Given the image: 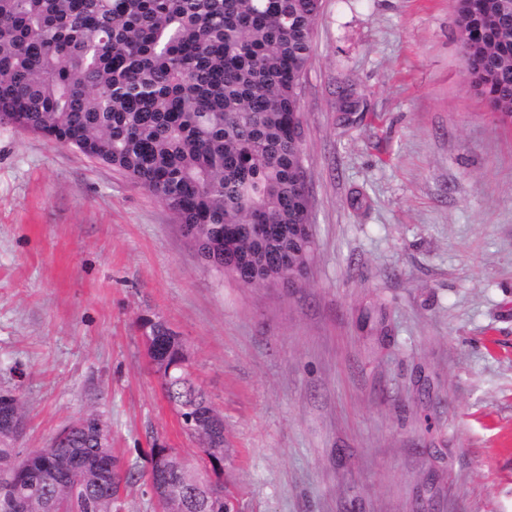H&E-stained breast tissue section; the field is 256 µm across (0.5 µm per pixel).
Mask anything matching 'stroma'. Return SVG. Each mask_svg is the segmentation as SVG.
<instances>
[{
	"label": "stroma",
	"instance_id": "stroma-1",
	"mask_svg": "<svg viewBox=\"0 0 512 512\" xmlns=\"http://www.w3.org/2000/svg\"><path fill=\"white\" fill-rule=\"evenodd\" d=\"M313 44L298 288L224 277L120 171L0 123L21 445L93 410L123 468L147 473L157 441L200 464L136 323L157 316L224 420L239 512H512V121L465 74L453 0H322ZM375 305L383 336L361 326Z\"/></svg>",
	"mask_w": 512,
	"mask_h": 512
}]
</instances>
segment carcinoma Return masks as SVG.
Masks as SVG:
<instances>
[{
	"instance_id": "1",
	"label": "carcinoma",
	"mask_w": 512,
	"mask_h": 512,
	"mask_svg": "<svg viewBox=\"0 0 512 512\" xmlns=\"http://www.w3.org/2000/svg\"><path fill=\"white\" fill-rule=\"evenodd\" d=\"M321 0H0V123L74 146L172 212L211 269L269 287L277 262L308 267L303 80ZM481 0L465 31L466 72L512 119V19ZM268 224L270 234L255 231ZM163 350L168 398L208 403L164 321L138 319ZM16 390H0V486L32 461L28 512H113L135 481L99 439L92 410L46 449L18 448Z\"/></svg>"
}]
</instances>
